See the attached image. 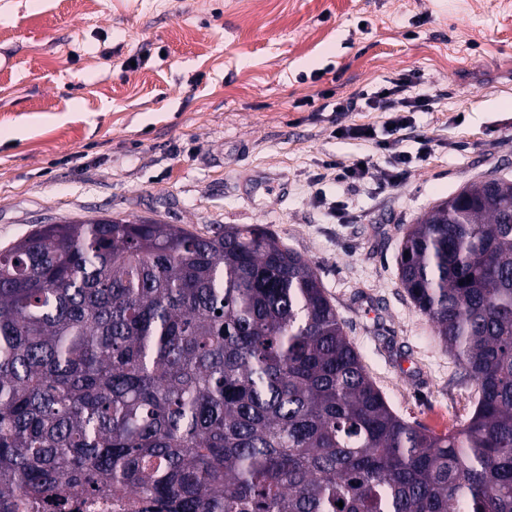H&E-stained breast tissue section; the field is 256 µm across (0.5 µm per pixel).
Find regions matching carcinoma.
Listing matches in <instances>:
<instances>
[{
  "mask_svg": "<svg viewBox=\"0 0 512 512\" xmlns=\"http://www.w3.org/2000/svg\"><path fill=\"white\" fill-rule=\"evenodd\" d=\"M399 276L477 386L454 431L391 410L260 224L39 226L0 250V512H512V180L418 219ZM136 500L132 496H127L125 501H116L115 499H84L79 498L76 510L79 512H140L132 507L128 501Z\"/></svg>",
  "mask_w": 512,
  "mask_h": 512,
  "instance_id": "carcinoma-1",
  "label": "carcinoma"
}]
</instances>
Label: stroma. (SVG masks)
Here are the masks:
<instances>
[{"mask_svg":"<svg viewBox=\"0 0 512 512\" xmlns=\"http://www.w3.org/2000/svg\"><path fill=\"white\" fill-rule=\"evenodd\" d=\"M0 0V246L42 222L260 224L308 258L392 410L444 433L475 382L398 276L407 228L463 186L512 180V16L500 0ZM418 73L434 109L400 131L430 152L358 193L326 165L388 153L337 138L386 115L307 101ZM340 208L330 214L310 183Z\"/></svg>","mask_w":512,"mask_h":512,"instance_id":"1","label":"stroma"}]
</instances>
